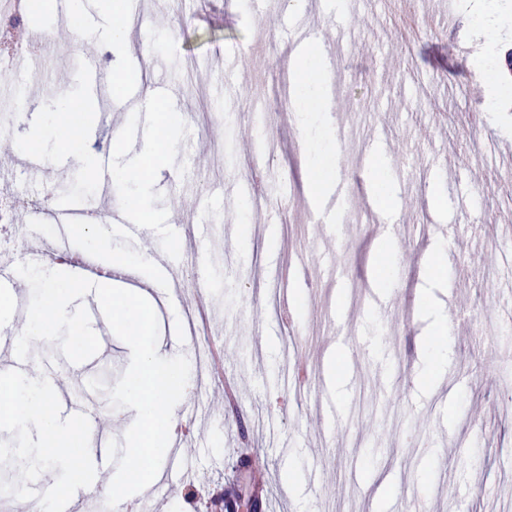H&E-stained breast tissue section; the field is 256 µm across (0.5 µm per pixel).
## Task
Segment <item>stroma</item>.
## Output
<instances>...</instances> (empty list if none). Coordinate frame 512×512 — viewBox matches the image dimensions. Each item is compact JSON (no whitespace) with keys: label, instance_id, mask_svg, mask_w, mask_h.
<instances>
[{"label":"stroma","instance_id":"stroma-1","mask_svg":"<svg viewBox=\"0 0 512 512\" xmlns=\"http://www.w3.org/2000/svg\"><path fill=\"white\" fill-rule=\"evenodd\" d=\"M461 1L346 0L337 10L311 0L310 17L321 27L357 29L344 45L319 48L336 53L333 90L344 108L331 120L345 134L342 150L325 147L320 174L351 183L336 204L340 222L330 240L307 219L313 205L303 157L313 143L293 113L276 107L292 64L278 0H212L198 14L183 11L180 0H143L119 53L72 27L78 12L88 28H110L104 0L29 4V37L45 50L0 72V193L39 198L43 207L17 208L13 223L0 226V243L19 256L27 242L53 244L43 228L61 200L79 199L92 211L130 210L145 200L153 222L142 244L111 234L89 246L78 226L73 251L86 263L130 272L126 289L156 311L159 352L177 350L192 361L223 335L224 371L240 391L236 408L225 406L220 383L194 372L170 428L174 439L189 430L188 478L198 490L235 488L257 512H394L408 489L428 512H512V210L504 205L512 196V117L482 108L486 83L504 84L512 99V81L500 66L474 69L471 57L487 39L486 2L465 0L464 11ZM457 43L469 58L453 52ZM91 55L111 79L97 92L84 80ZM161 78L172 89L160 98L162 110L180 130L143 181L130 170L143 142L115 135L135 116L130 94ZM74 88L87 102L83 149L111 152L110 185L79 168L54 138L44 142L40 169L25 164L28 134L46 120L43 105ZM375 155L384 158L380 198L363 184ZM214 187L224 199L198 223L197 204ZM256 192L267 200L263 208L251 205ZM172 224L183 225L180 238L170 237ZM420 224L451 225L455 233L419 237ZM387 237L383 291L371 277ZM440 248L448 260L436 286L421 269ZM199 270L207 300L221 302L223 314L196 308L186 283ZM380 295L389 300L385 318L370 305ZM452 297L469 338L454 340L447 364L424 374L432 338L424 306L443 308ZM87 312L97 354L75 364L58 344H35L30 371L40 375L52 364L64 381L52 397L55 413L68 421L109 416L104 437L119 440L136 412L112 409L107 390L131 350L100 306ZM338 335L346 344L335 343ZM293 356L303 357L312 377L299 393L283 386ZM95 377L105 390L88 388ZM324 396L343 413L331 445L317 429ZM273 418L280 448L261 442ZM5 450L44 458L32 427L0 418ZM317 466L325 478L313 494L307 479Z\"/></svg>","mask_w":512,"mask_h":512}]
</instances>
